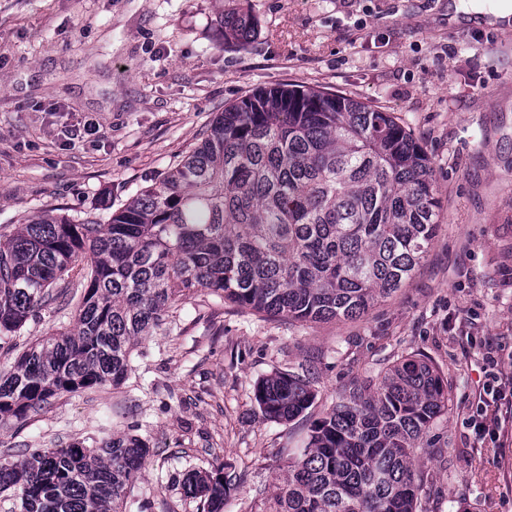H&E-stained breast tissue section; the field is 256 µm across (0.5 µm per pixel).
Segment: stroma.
<instances>
[{
    "instance_id": "obj_1",
    "label": "stroma",
    "mask_w": 512,
    "mask_h": 512,
    "mask_svg": "<svg viewBox=\"0 0 512 512\" xmlns=\"http://www.w3.org/2000/svg\"><path fill=\"white\" fill-rule=\"evenodd\" d=\"M454 0H0V225L121 208L258 88L297 85L392 113L425 147L440 201L430 253L357 321L300 323L197 294L139 343L123 384L55 399L0 426V459L136 428L150 452L126 512H205L181 488L224 465V512H264L337 392L418 354L448 381L424 453L423 512H512V407L497 441L471 427L488 356L512 375V30L449 23ZM252 17L248 49H216L221 12ZM94 120L92 138L71 125ZM31 317L18 348L72 326ZM310 374L316 399L262 417L256 383Z\"/></svg>"
}]
</instances>
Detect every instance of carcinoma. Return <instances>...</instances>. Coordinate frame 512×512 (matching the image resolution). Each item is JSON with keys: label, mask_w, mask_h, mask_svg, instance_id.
Returning a JSON list of instances; mask_svg holds the SVG:
<instances>
[{"label": "carcinoma", "mask_w": 512, "mask_h": 512, "mask_svg": "<svg viewBox=\"0 0 512 512\" xmlns=\"http://www.w3.org/2000/svg\"><path fill=\"white\" fill-rule=\"evenodd\" d=\"M247 48L254 21L220 18ZM430 158L389 112L317 89H260L224 107L158 183L103 219L44 210L0 226V350L54 287L87 265L73 328L31 344L0 376V419L24 421L67 394L120 384L139 340L175 299L205 292L265 318L363 317L402 288L437 228ZM315 399L309 376L255 386L263 417L290 422ZM448 410V381L403 355L376 383L344 388L309 429L266 512H418V445ZM149 446L133 430L0 461V512H124ZM237 475L192 470L186 496L223 512Z\"/></svg>", "instance_id": "obj_1"}]
</instances>
